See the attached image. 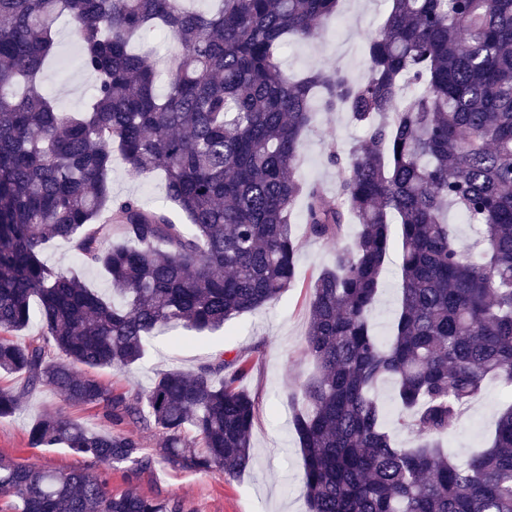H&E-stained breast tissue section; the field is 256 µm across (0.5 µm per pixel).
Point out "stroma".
Wrapping results in <instances>:
<instances>
[{
	"label": "stroma",
	"mask_w": 512,
	"mask_h": 512,
	"mask_svg": "<svg viewBox=\"0 0 512 512\" xmlns=\"http://www.w3.org/2000/svg\"><path fill=\"white\" fill-rule=\"evenodd\" d=\"M386 10L385 0H339L336 17L318 39L292 42L283 49V68L294 75L313 68H339L354 79H364L368 74L366 41L381 25ZM70 35L68 22H61L59 54L70 62L66 76L58 77L52 71L44 76L63 112L82 109L95 89L93 77L74 64L77 48ZM364 138L363 129L353 125L346 113H319L303 138L298 161L302 179L335 190L337 173L328 158L330 145L336 143L347 149ZM112 192L120 197H137L152 206L164 200L165 182L158 174L130 175L119 164L112 173ZM290 222L301 244L300 256L295 284L278 301L229 320L224 329L199 333L188 341H175L172 331H163L151 342L144 361L130 373L122 375L108 369L97 372L106 385L132 395L158 373L174 368L194 370L220 352L241 353L251 366L246 386L256 401L251 435L253 466L234 478L220 473L206 475L162 468L132 478L124 466L115 465L108 475L110 492L131 489L154 498H182L193 512H308L301 481V454L289 421V402L291 394L314 371L303 353L309 316L307 285L330 262L334 246L307 236L302 204H295ZM400 282L399 253L394 250L386 261L383 285L370 312V321L379 336L389 334L397 316ZM502 395L503 388L498 382L487 381L481 395L468 405L460 424L449 433L448 447L459 459H466L474 449L485 446L494 429ZM62 410L90 429L97 431L109 426L102 407L68 409L53 391L39 387L25 394L20 413L0 418V458L61 472L99 470V463L92 458L73 455L64 448L30 445L29 423L41 415Z\"/></svg>",
	"instance_id": "1"
}]
</instances>
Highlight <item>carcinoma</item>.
<instances>
[{
    "label": "carcinoma",
    "mask_w": 512,
    "mask_h": 512,
    "mask_svg": "<svg viewBox=\"0 0 512 512\" xmlns=\"http://www.w3.org/2000/svg\"><path fill=\"white\" fill-rule=\"evenodd\" d=\"M187 2L0 0V373L22 380L0 388V418L45 386L66 406L101 405L111 424L164 438L153 456L64 411L40 416L33 447L104 468L0 458V497L11 512H185L178 499L109 492L108 470L244 473L256 405L240 355L161 373L133 399L93 372L136 367L165 329L217 330L276 302L295 282L290 214L302 197L309 235L336 244L307 285L314 373L291 400L308 512H512V401L469 460L440 442L486 379L512 391V0H387L362 82L280 64L289 39L321 35L339 0ZM62 18L96 80L79 112L60 111L42 82ZM148 32L176 46L161 72L133 48ZM317 108L366 134L344 155L331 147L333 193L297 173ZM118 161L162 173L186 222L113 196ZM452 209L477 229L473 256L444 219ZM58 241L76 265L44 262ZM395 241L400 306L381 338L369 314ZM85 268L108 288L91 287ZM35 317L39 337L18 341ZM383 381L413 447L386 430Z\"/></svg>",
    "instance_id": "obj_1"
}]
</instances>
